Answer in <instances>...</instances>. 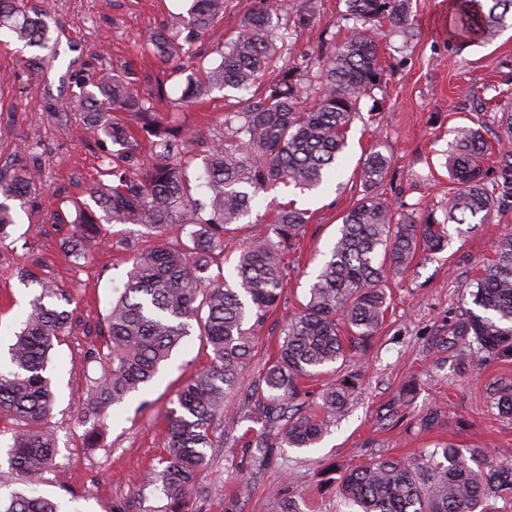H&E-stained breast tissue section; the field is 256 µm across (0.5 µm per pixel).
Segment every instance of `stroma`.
<instances>
[{"label":"stroma","instance_id":"1","mask_svg":"<svg viewBox=\"0 0 512 512\" xmlns=\"http://www.w3.org/2000/svg\"><path fill=\"white\" fill-rule=\"evenodd\" d=\"M308 2L315 15L291 37L289 63L301 70L338 32L347 10L346 0H288V10L296 12ZM186 8L185 0H56L62 44L77 45L86 67L130 69L141 93L162 89L156 102L162 112L178 98L181 79L152 56L140 54L138 44L149 29ZM452 12V0H412L413 37L380 31L390 79L361 101L337 172L325 185L305 193L281 185L262 195L256 214L270 216L292 201L308 212L310 221L298 245L284 254L286 287L259 332L257 352L243 369L232 403L251 408L252 382L268 358V345L282 337L288 315L306 301L323 252L334 244L343 214L360 197L358 168L364 152L390 158L381 191L404 216L420 206L441 210L447 200L452 128H477L492 144L501 136L495 115L512 112V30L488 45L459 43L448 37ZM61 72L54 66L35 80L23 76L0 90V169L13 168L17 144L35 140L47 176L43 195L16 209L15 225L0 240V358H6L36 292L19 280L17 271L38 266L41 276L71 294L75 309L73 327L50 366L59 454L56 470L45 475L39 490L59 501L64 512H112L115 502L131 496L142 473L158 464L176 392L207 362L209 351L198 328H191L143 391L107 409L95 447L82 443L78 413L91 381L102 373L101 364L85 361L84 355L104 342L94 329L109 312L114 288L127 280L128 256L153 240L136 225L111 224L110 246L96 249L83 266L68 260L65 239L71 226L53 223L47 209L51 201L84 196L97 176L102 144L90 133L72 135L79 118L63 107L79 88L75 81H62ZM488 103L495 112L485 111ZM238 107L236 92L217 91L203 105L181 113L180 120L189 128L215 126ZM511 163L496 151L486 158L487 186L501 201L492 215L478 220L473 230L449 225L447 248L392 282L386 320L371 349L340 368L361 376L346 415L312 447L267 449L261 468L251 462L257 448H245L242 441L209 449L212 463L201 479L209 493L192 495L189 512H282L286 498L300 512H338L335 465L402 457L439 441L463 448H512V416L500 414L486 397L487 387L512 378V362H477L464 345L448 349L434 344L471 308L468 284L493 257L499 238L512 233V178L503 173ZM412 376L420 387L408 402L399 386ZM433 410L440 414L438 424L421 428V417Z\"/></svg>","mask_w":512,"mask_h":512}]
</instances>
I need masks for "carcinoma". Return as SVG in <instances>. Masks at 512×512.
<instances>
[{
	"label": "carcinoma",
	"mask_w": 512,
	"mask_h": 512,
	"mask_svg": "<svg viewBox=\"0 0 512 512\" xmlns=\"http://www.w3.org/2000/svg\"><path fill=\"white\" fill-rule=\"evenodd\" d=\"M344 19L361 26L345 28L343 38L310 63L311 80L301 86L294 70L280 69L265 79L269 66L288 59L291 19L288 2L244 18L226 39L215 36L224 18V0H189L186 13L148 32L141 51L171 74L185 79L182 96L163 118L153 98L111 68L76 74L82 128L109 140L100 155V178L86 193L92 204L72 202L74 219L67 252L88 261V246L107 244L100 224H137L161 241L131 255L124 288L115 290L98 335L104 349L87 360H100L102 375L91 386L80 412L83 439L92 443L110 405L153 380L196 322L210 348L209 362L177 392L161 459L141 480L138 498L113 506V512H150L145 490L161 485L167 512H183L192 493H203L200 477L208 465L206 449L215 447L216 424L234 430L243 421L253 439L248 447L308 448L327 424L345 415L357 388L356 376L323 388L317 410L303 409L313 394L306 383L337 371L336 364L361 355L379 335L388 312V275H400L448 245V225L488 217L499 204L484 181L489 146L479 130L460 126L449 144L448 170L454 184L444 204V219L433 210L397 217L393 204L378 192L388 173V159L376 151L363 156L358 173L362 197L342 216L336 242L324 254L309 288L307 302L289 315L271 361L258 375L260 397L254 409L232 408L227 396L238 388L241 369L255 355L268 312L278 305L285 274L283 250L294 244L309 214L289 202L241 245L232 225L249 216L260 194L278 184L313 190L336 170L347 147V133L359 102L387 83L388 66L379 45L363 27L406 29L412 25L411 0H346ZM54 3L36 10L27 0H0V30L22 48L48 51L22 58L21 70L35 77L46 58H55L49 20ZM512 28V0H456L451 36L461 43H491ZM204 43L210 51L194 52ZM247 95L243 106L224 113L222 128L205 132L182 125L177 114L204 101L214 91ZM128 116L123 122L113 113ZM151 165L137 169L142 143ZM40 143L19 146L8 173L0 170V239L14 223L10 202L24 205L45 190ZM186 240L169 241L174 226ZM235 256L236 282L208 276L211 266ZM21 279L37 284L39 294L8 348L0 371V418L20 421L7 451L8 464L28 487L0 505V512H61L56 500L36 492L46 472L56 468L58 441L52 423L55 401L48 376L54 343L72 325L71 295L53 281L26 269ZM468 294L479 311L436 345L468 342L480 360L512 359V234L502 237L495 257L482 266ZM492 406L512 415V386L488 395ZM338 495L350 512H494L490 500L512 499V448H458L438 443L410 458L379 457L349 468L338 482Z\"/></svg>",
	"instance_id": "obj_1"
}]
</instances>
